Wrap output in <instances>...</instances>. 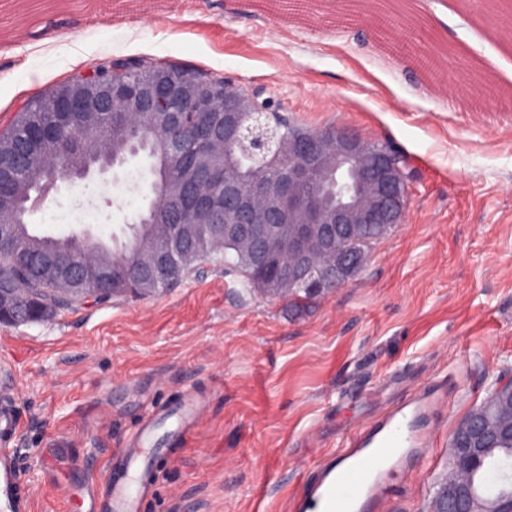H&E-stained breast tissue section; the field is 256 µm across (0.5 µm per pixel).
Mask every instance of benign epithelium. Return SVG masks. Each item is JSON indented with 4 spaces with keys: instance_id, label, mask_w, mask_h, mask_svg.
Listing matches in <instances>:
<instances>
[{
    "instance_id": "obj_1",
    "label": "benign epithelium",
    "mask_w": 512,
    "mask_h": 512,
    "mask_svg": "<svg viewBox=\"0 0 512 512\" xmlns=\"http://www.w3.org/2000/svg\"><path fill=\"white\" fill-rule=\"evenodd\" d=\"M69 88L67 95L56 89L47 90L42 95L44 110L57 113L63 121L99 112L134 118L150 114L156 119L155 134L163 139L169 138L172 128L183 126L191 112L224 113L223 123L207 121L200 126L199 135L213 152L224 153V142L231 140L253 155L259 162L254 182L261 189L244 188L238 168L226 159L222 191H215L211 178L206 177L173 192L184 200L185 212L192 216L194 224H211L215 217L223 215L224 237L250 242L255 264L275 275L279 282L307 276L310 260L317 252L332 261L326 278L334 280L354 262L345 246L347 225L403 222L408 187L393 154L373 149L344 130L336 131V136L329 139L317 131L299 129L291 141L284 143L266 121L268 101H260L254 95L207 99L190 83L158 80L117 85L90 69L74 78ZM39 141L41 136L36 132L28 141L14 145L12 164L0 166V178L20 168L31 170L39 165L65 169L67 160L38 153ZM96 151L103 162L94 169L88 167L69 175L72 184H79L94 172L103 175L112 170L109 139L100 138ZM266 167H282L286 173L267 185L260 178ZM324 171L336 173L334 203L327 201L314 180L317 173ZM286 224L292 226L288 253L293 261L282 265L270 242L280 236ZM176 271L173 252L164 248L154 253L147 269L130 270L123 282L138 281L145 275L159 281ZM35 281L55 290L67 288V297L79 305L96 303L102 293L110 294L119 287L118 279L62 256L41 262ZM29 312V304L18 289L0 282V323H23Z\"/></svg>"
}]
</instances>
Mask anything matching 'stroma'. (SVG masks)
Segmentation results:
<instances>
[{"instance_id":"obj_1","label":"stroma","mask_w":512,"mask_h":512,"mask_svg":"<svg viewBox=\"0 0 512 512\" xmlns=\"http://www.w3.org/2000/svg\"><path fill=\"white\" fill-rule=\"evenodd\" d=\"M348 0L416 29L452 86L409 77L352 33L289 21L255 0H0V130L50 88L108 59L199 70L311 128L390 142L412 177L404 219L360 273L296 315L220 261L167 291L0 324V398L31 512H88L123 437L157 405L199 394L202 413L159 455L140 512H288L319 456L362 424L439 391L429 455L392 474L385 512H427L450 471L453 429L512 377V98L473 96L476 74L512 94V11L502 0ZM146 153L59 190L29 217L55 237L125 239L153 191ZM96 220L79 221L81 210Z\"/></svg>"}]
</instances>
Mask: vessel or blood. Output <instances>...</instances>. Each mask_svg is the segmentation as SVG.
Instances as JSON below:
<instances>
[{"label": "vessel or blood", "instance_id": "1", "mask_svg": "<svg viewBox=\"0 0 512 512\" xmlns=\"http://www.w3.org/2000/svg\"><path fill=\"white\" fill-rule=\"evenodd\" d=\"M438 403L435 396L411 402L355 432L340 461H328L317 479L294 496V512H379L389 493V473L403 469L406 459L426 446L417 428L418 417L434 411ZM200 411L198 400H183L168 436H183ZM18 432L11 406L0 404V512H30V495L20 483L13 451ZM156 441L155 431L147 426L132 434L128 447L115 458L125 477L109 481L93 512H140L141 500L152 486L150 453Z\"/></svg>", "mask_w": 512, "mask_h": 512}]
</instances>
